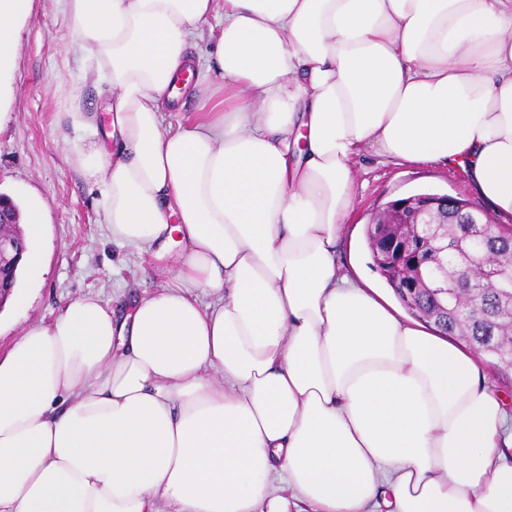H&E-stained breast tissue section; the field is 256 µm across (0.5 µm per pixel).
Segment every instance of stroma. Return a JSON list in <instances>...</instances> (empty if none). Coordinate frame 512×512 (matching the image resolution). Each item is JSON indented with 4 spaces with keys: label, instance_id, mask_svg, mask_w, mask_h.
<instances>
[{
    "label": "stroma",
    "instance_id": "stroma-1",
    "mask_svg": "<svg viewBox=\"0 0 512 512\" xmlns=\"http://www.w3.org/2000/svg\"><path fill=\"white\" fill-rule=\"evenodd\" d=\"M12 88L9 110L0 114V193L21 208L29 196L42 199L45 224L38 246L45 271L20 279L30 296L26 308H0V357L26 328L50 322L74 298L145 296L163 279L157 261L113 242L100 215L98 189L76 165L72 150L88 134L73 127L70 112L91 115L101 133L108 129L109 115L92 60L70 30L61 0H32ZM353 167L354 209L347 225L351 241L342 244L339 259H356L380 288L386 282L372 262L365 236L376 210L419 192L485 206L464 171L440 162L383 164L363 153L354 158Z\"/></svg>",
    "mask_w": 512,
    "mask_h": 512
}]
</instances>
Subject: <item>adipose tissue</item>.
Segmentation results:
<instances>
[{"label": "adipose tissue", "mask_w": 512, "mask_h": 512, "mask_svg": "<svg viewBox=\"0 0 512 512\" xmlns=\"http://www.w3.org/2000/svg\"><path fill=\"white\" fill-rule=\"evenodd\" d=\"M32 0H0V111ZM109 94L76 146L161 262L0 359V512H512V398L336 255L352 160L512 214V0H64ZM209 36L224 109L165 123Z\"/></svg>", "instance_id": "adipose-tissue-1"}]
</instances>
